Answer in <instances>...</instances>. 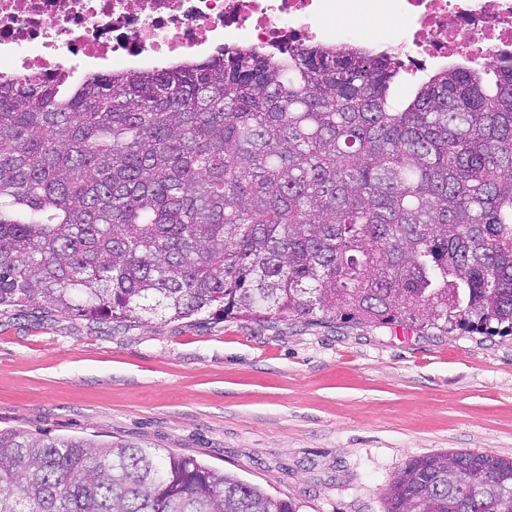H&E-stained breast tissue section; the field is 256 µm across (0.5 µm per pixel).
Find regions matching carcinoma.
Listing matches in <instances>:
<instances>
[{
    "mask_svg": "<svg viewBox=\"0 0 512 512\" xmlns=\"http://www.w3.org/2000/svg\"><path fill=\"white\" fill-rule=\"evenodd\" d=\"M346 44L0 80V309L512 335V64ZM0 512H298L134 444L0 430ZM386 512H512V458L410 459Z\"/></svg>",
    "mask_w": 512,
    "mask_h": 512,
    "instance_id": "obj_1",
    "label": "carcinoma"
}]
</instances>
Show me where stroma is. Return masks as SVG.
I'll return each instance as SVG.
<instances>
[{
    "instance_id": "1",
    "label": "stroma",
    "mask_w": 512,
    "mask_h": 512,
    "mask_svg": "<svg viewBox=\"0 0 512 512\" xmlns=\"http://www.w3.org/2000/svg\"><path fill=\"white\" fill-rule=\"evenodd\" d=\"M0 428L175 452L300 512H385L411 458H512V336L0 316Z\"/></svg>"
}]
</instances>
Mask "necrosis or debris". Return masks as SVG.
Returning a JSON list of instances; mask_svg holds the SVG:
<instances>
[{
	"label": "necrosis or debris",
	"instance_id": "necrosis-or-debris-1",
	"mask_svg": "<svg viewBox=\"0 0 512 512\" xmlns=\"http://www.w3.org/2000/svg\"><path fill=\"white\" fill-rule=\"evenodd\" d=\"M337 13L361 41L360 20L407 19L393 47L416 71L512 61V0H0V76L155 70L228 42L281 50L327 36Z\"/></svg>",
	"mask_w": 512,
	"mask_h": 512
}]
</instances>
